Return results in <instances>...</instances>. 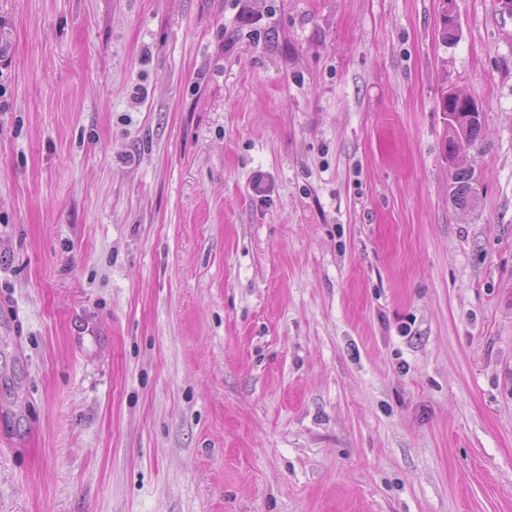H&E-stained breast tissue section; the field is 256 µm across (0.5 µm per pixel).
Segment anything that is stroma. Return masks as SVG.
Masks as SVG:
<instances>
[{
	"instance_id": "stroma-1",
	"label": "stroma",
	"mask_w": 512,
	"mask_h": 512,
	"mask_svg": "<svg viewBox=\"0 0 512 512\" xmlns=\"http://www.w3.org/2000/svg\"><path fill=\"white\" fill-rule=\"evenodd\" d=\"M502 2L0 0V512H512ZM446 90L442 93L439 107L446 120L445 160L455 169L451 198L460 207L475 206L479 199L477 179L471 170L458 168V147L465 142L474 144L480 137L483 113L473 108L467 96ZM452 165H450V164Z\"/></svg>"
}]
</instances>
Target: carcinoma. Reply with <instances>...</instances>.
<instances>
[{
    "label": "carcinoma",
    "mask_w": 512,
    "mask_h": 512,
    "mask_svg": "<svg viewBox=\"0 0 512 512\" xmlns=\"http://www.w3.org/2000/svg\"><path fill=\"white\" fill-rule=\"evenodd\" d=\"M439 107L446 120L445 160L455 169L452 201L460 207L474 206L479 199L477 179L472 171L458 167V147L462 142L472 145L479 139L483 113L453 91L442 93Z\"/></svg>",
    "instance_id": "1"
}]
</instances>
